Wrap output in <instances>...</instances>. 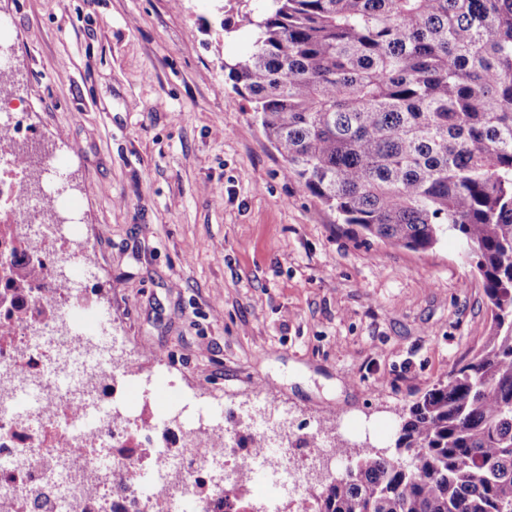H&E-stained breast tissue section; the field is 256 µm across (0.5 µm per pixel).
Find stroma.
<instances>
[{"instance_id":"obj_1","label":"stroma","mask_w":512,"mask_h":512,"mask_svg":"<svg viewBox=\"0 0 512 512\" xmlns=\"http://www.w3.org/2000/svg\"><path fill=\"white\" fill-rule=\"evenodd\" d=\"M265 0H0V86L21 140L66 172L60 210L91 241L86 311L112 314L137 385L170 375L249 434L261 401L298 434L387 448L402 410L490 328L483 283L444 235L421 253L366 238L306 193L228 77ZM112 400L177 448L179 411Z\"/></svg>"}]
</instances>
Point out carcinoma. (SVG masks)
I'll use <instances>...</instances> for the list:
<instances>
[{
  "mask_svg": "<svg viewBox=\"0 0 512 512\" xmlns=\"http://www.w3.org/2000/svg\"><path fill=\"white\" fill-rule=\"evenodd\" d=\"M229 67L287 173L362 235L475 261L488 336L398 416L314 512L512 506V0H271ZM0 320L55 316L52 265L0 224Z\"/></svg>",
  "mask_w": 512,
  "mask_h": 512,
  "instance_id": "carcinoma-1",
  "label": "carcinoma"
}]
</instances>
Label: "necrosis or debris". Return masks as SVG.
I'll list each match as a JSON object with an SVG mask.
<instances>
[{
  "mask_svg": "<svg viewBox=\"0 0 512 512\" xmlns=\"http://www.w3.org/2000/svg\"><path fill=\"white\" fill-rule=\"evenodd\" d=\"M18 107L0 93V213L23 215L40 253L58 249L84 264L88 240L48 212L66 191L59 169L48 170L49 192L26 187L31 158L17 146ZM82 297L77 280L60 275L38 296L55 317L10 326L0 348V512H238L241 500L268 496L286 498L289 512H312L311 460L348 462L322 430L299 450L295 433L272 420L261 447L242 454L229 428L200 419L182 426L177 453L125 447L134 420L99 400L137 362L106 353L75 323Z\"/></svg>",
  "mask_w": 512,
  "mask_h": 512,
  "instance_id": "1",
  "label": "necrosis or debris"
}]
</instances>
